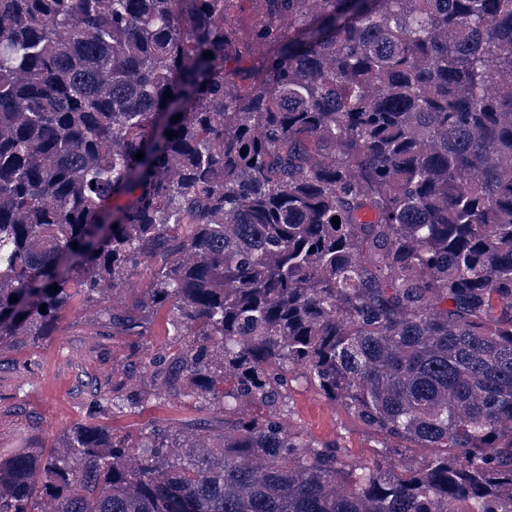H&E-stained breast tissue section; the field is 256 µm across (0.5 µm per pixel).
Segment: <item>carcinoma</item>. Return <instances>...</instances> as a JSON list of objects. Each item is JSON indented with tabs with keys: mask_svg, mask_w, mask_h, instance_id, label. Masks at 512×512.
<instances>
[{
	"mask_svg": "<svg viewBox=\"0 0 512 512\" xmlns=\"http://www.w3.org/2000/svg\"><path fill=\"white\" fill-rule=\"evenodd\" d=\"M243 2L0 0V342L147 266L108 325L224 406L0 458V512H512V0H256L270 62ZM299 379L429 457L285 428ZM261 19L259 5L255 2L245 3L237 14L238 37L250 45V50L256 56L273 58L276 55V49L261 42L255 35ZM149 278V268H138L120 288L110 294L107 305L116 311L131 308L134 301L145 297Z\"/></svg>",
	"mask_w": 512,
	"mask_h": 512,
	"instance_id": "cac0c4a2",
	"label": "carcinoma"
}]
</instances>
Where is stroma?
Wrapping results in <instances>:
<instances>
[{
    "instance_id": "35a3bbf8",
    "label": "stroma",
    "mask_w": 512,
    "mask_h": 512,
    "mask_svg": "<svg viewBox=\"0 0 512 512\" xmlns=\"http://www.w3.org/2000/svg\"><path fill=\"white\" fill-rule=\"evenodd\" d=\"M169 328V313L161 309L154 313L148 335H110L99 307L79 296L52 336L38 346L0 342V457L32 446L62 450L64 432L89 421L133 435L159 424L181 444L206 432L221 433V406L158 395L144 368L147 356L167 345ZM119 385L140 397L135 412L102 410L101 395ZM286 401L281 413L286 425L313 441L337 443L351 462H366L389 444L312 386L292 384Z\"/></svg>"
}]
</instances>
